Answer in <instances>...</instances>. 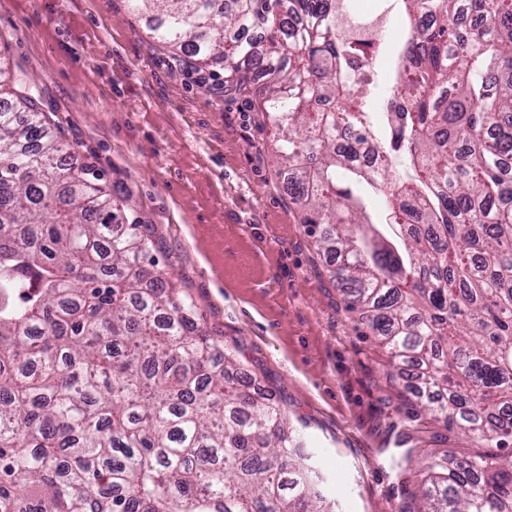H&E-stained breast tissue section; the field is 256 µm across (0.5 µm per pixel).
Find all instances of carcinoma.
I'll return each mask as SVG.
<instances>
[{
    "label": "carcinoma",
    "mask_w": 512,
    "mask_h": 512,
    "mask_svg": "<svg viewBox=\"0 0 512 512\" xmlns=\"http://www.w3.org/2000/svg\"><path fill=\"white\" fill-rule=\"evenodd\" d=\"M336 2L127 0L183 59L224 63L222 90L266 78L290 203L386 378L413 366L447 430L510 449L428 464L418 512H512V0H395L408 36L371 90ZM153 248L31 91L0 87V512H335Z\"/></svg>",
    "instance_id": "carcinoma-1"
}]
</instances>
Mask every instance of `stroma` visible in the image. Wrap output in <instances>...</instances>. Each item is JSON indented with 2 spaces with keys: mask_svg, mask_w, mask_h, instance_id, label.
I'll return each instance as SVG.
<instances>
[{
  "mask_svg": "<svg viewBox=\"0 0 512 512\" xmlns=\"http://www.w3.org/2000/svg\"><path fill=\"white\" fill-rule=\"evenodd\" d=\"M373 42L382 80L405 30L385 0ZM0 67L32 86L82 160L128 197L154 254L209 335L284 407L339 512H401L395 459L477 455L417 413L410 379L348 311L303 213L288 201L253 93L224 96L176 66L126 0H0Z\"/></svg>",
  "mask_w": 512,
  "mask_h": 512,
  "instance_id": "35a3bbf8",
  "label": "stroma"
}]
</instances>
